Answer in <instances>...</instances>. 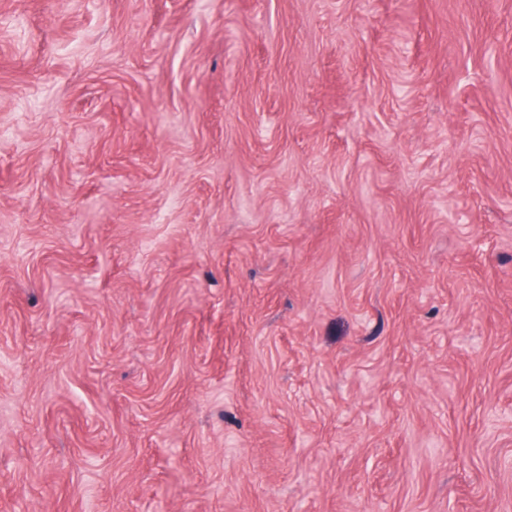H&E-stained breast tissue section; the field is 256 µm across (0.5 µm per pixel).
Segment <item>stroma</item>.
Masks as SVG:
<instances>
[{"mask_svg":"<svg viewBox=\"0 0 512 512\" xmlns=\"http://www.w3.org/2000/svg\"><path fill=\"white\" fill-rule=\"evenodd\" d=\"M512 512V0H0V512Z\"/></svg>","mask_w":512,"mask_h":512,"instance_id":"obj_1","label":"stroma"}]
</instances>
